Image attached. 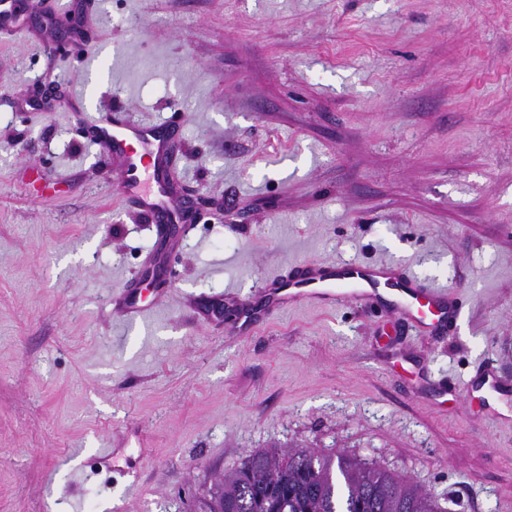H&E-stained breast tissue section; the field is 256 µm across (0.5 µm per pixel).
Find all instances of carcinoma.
<instances>
[{"label":"carcinoma","mask_w":512,"mask_h":512,"mask_svg":"<svg viewBox=\"0 0 512 512\" xmlns=\"http://www.w3.org/2000/svg\"><path fill=\"white\" fill-rule=\"evenodd\" d=\"M200 512H445L437 500L373 462L312 448L261 449L224 471Z\"/></svg>","instance_id":"cac0c4a2"}]
</instances>
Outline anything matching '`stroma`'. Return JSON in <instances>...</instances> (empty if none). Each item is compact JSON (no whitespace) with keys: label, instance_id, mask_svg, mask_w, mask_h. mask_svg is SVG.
<instances>
[{"label":"stroma","instance_id":"1","mask_svg":"<svg viewBox=\"0 0 512 512\" xmlns=\"http://www.w3.org/2000/svg\"><path fill=\"white\" fill-rule=\"evenodd\" d=\"M92 72L0 33V512H188L264 448L371 460L447 512H512V0H90ZM52 110L24 111L35 90ZM121 107L179 133L198 220L162 306L116 292L152 225L84 133ZM388 262L463 303L447 335L347 303L207 322L294 263ZM119 451L106 468L98 451ZM137 280L127 282L122 289L120 295L119 306L123 314L128 319L144 318L148 313L146 309L139 302V293L137 291Z\"/></svg>","mask_w":512,"mask_h":512}]
</instances>
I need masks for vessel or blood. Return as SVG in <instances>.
Returning a JSON list of instances; mask_svg holds the SVG:
<instances>
[{"instance_id":"1","label":"vessel or blood","mask_w":512,"mask_h":512,"mask_svg":"<svg viewBox=\"0 0 512 512\" xmlns=\"http://www.w3.org/2000/svg\"><path fill=\"white\" fill-rule=\"evenodd\" d=\"M90 132L103 152L120 160L121 191L141 215L154 224L186 223L167 191L175 149L172 137L161 134L159 125L138 122L127 112L105 114ZM259 294L263 306L275 311L297 304L333 307L347 301L367 307L388 305L422 332L447 326L460 310L452 292L416 285L409 273L387 263L295 264L287 273L264 280ZM119 306L127 318L145 316L136 281L124 285Z\"/></svg>"}]
</instances>
